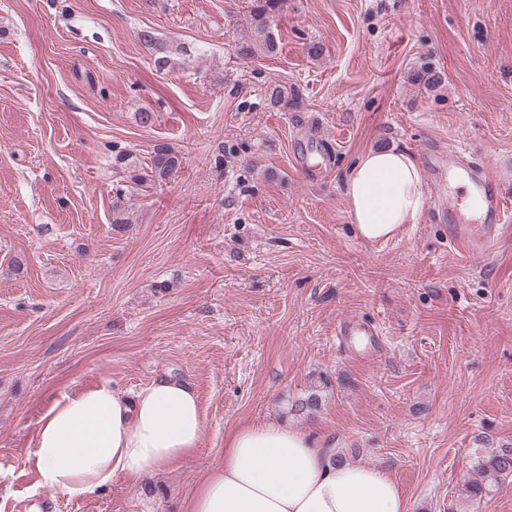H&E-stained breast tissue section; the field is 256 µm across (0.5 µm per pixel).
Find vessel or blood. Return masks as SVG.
<instances>
[{"label":"vessel or blood","instance_id":"vessel-or-blood-1","mask_svg":"<svg viewBox=\"0 0 512 512\" xmlns=\"http://www.w3.org/2000/svg\"><path fill=\"white\" fill-rule=\"evenodd\" d=\"M467 174L482 204L480 223H472L452 199L441 205L438 215L448 222L449 246L462 259L478 260L492 252L502 230L512 222V208L506 205L491 166L471 167Z\"/></svg>","mask_w":512,"mask_h":512}]
</instances>
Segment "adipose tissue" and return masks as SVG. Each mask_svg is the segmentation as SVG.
<instances>
[{
	"mask_svg": "<svg viewBox=\"0 0 512 512\" xmlns=\"http://www.w3.org/2000/svg\"><path fill=\"white\" fill-rule=\"evenodd\" d=\"M357 235L396 237L426 207L421 169L396 149L362 155L345 179ZM205 422L195 390L161 377L136 394L103 383L55 402L26 459L40 485L92 493L122 477L140 481L187 462ZM331 441L276 422L246 425L224 444V461L201 478L182 512H409L387 472L333 462Z\"/></svg>",
	"mask_w": 512,
	"mask_h": 512,
	"instance_id": "adipose-tissue-1",
	"label": "adipose tissue"
}]
</instances>
